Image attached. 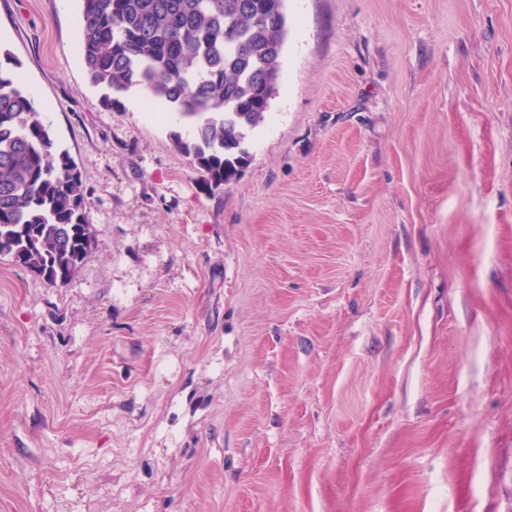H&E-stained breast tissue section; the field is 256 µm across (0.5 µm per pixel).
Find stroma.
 <instances>
[{"label": "stroma", "instance_id": "obj_1", "mask_svg": "<svg viewBox=\"0 0 512 512\" xmlns=\"http://www.w3.org/2000/svg\"><path fill=\"white\" fill-rule=\"evenodd\" d=\"M285 10L210 189L82 0H0L92 232L63 286L0 258V512H512V0Z\"/></svg>", "mask_w": 512, "mask_h": 512}]
</instances>
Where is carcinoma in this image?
I'll use <instances>...</instances> for the list:
<instances>
[{"label":"carcinoma","mask_w":512,"mask_h":512,"mask_svg":"<svg viewBox=\"0 0 512 512\" xmlns=\"http://www.w3.org/2000/svg\"><path fill=\"white\" fill-rule=\"evenodd\" d=\"M285 0H83L82 65L102 102L142 89L195 124L175 146L207 187L236 179L279 79ZM92 245L82 173L18 75L0 67V257L66 284Z\"/></svg>","instance_id":"carcinoma-1"}]
</instances>
